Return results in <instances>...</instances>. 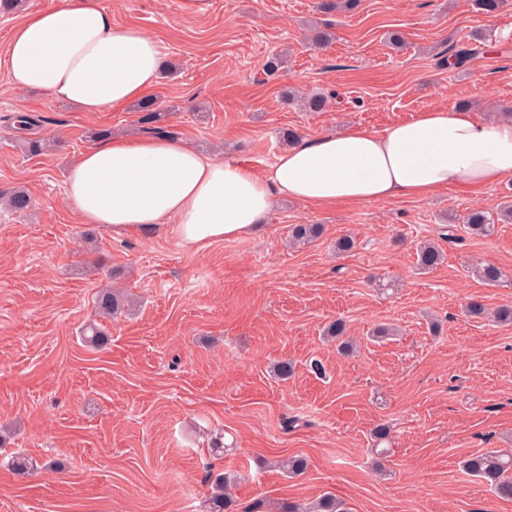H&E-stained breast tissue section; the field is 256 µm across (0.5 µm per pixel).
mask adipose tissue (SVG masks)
<instances>
[{
  "mask_svg": "<svg viewBox=\"0 0 512 512\" xmlns=\"http://www.w3.org/2000/svg\"><path fill=\"white\" fill-rule=\"evenodd\" d=\"M5 65L16 89L83 112L121 111L151 93L163 55L152 36L114 23L99 0H63L14 28ZM510 177L512 121L452 106L381 131L351 127L298 139L261 171L180 139L111 137L80 154L65 194L83 223L115 234L165 231L196 254L248 236L282 198L311 208L425 200Z\"/></svg>",
  "mask_w": 512,
  "mask_h": 512,
  "instance_id": "adipose-tissue-1",
  "label": "adipose tissue"
}]
</instances>
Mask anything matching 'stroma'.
<instances>
[{"mask_svg": "<svg viewBox=\"0 0 512 512\" xmlns=\"http://www.w3.org/2000/svg\"><path fill=\"white\" fill-rule=\"evenodd\" d=\"M101 2L113 22L160 44L168 69L153 94L178 138L259 171L287 129L380 130L465 102L486 119L512 108V0L493 14L472 0H360L329 15L317 0H210L195 15L181 0ZM19 19L0 14V190L24 188L32 207L0 209V512H205L212 471L240 474L243 507H304L329 494L346 512H512V500L461 466L512 452V325L466 314L473 299L490 309L512 302V224L489 237L459 228L426 273L416 254L448 215L496 206L512 182L319 211L282 201L255 235L193 255L166 233L115 236L81 222L65 180L96 131L139 135L138 114L82 112L12 89L3 59ZM315 23L333 35L319 49ZM474 33L477 58L440 66L443 51ZM277 52L286 66L267 74ZM289 88L339 97L309 112L284 101ZM21 114L35 125L19 128ZM46 136L57 150L17 147ZM296 224L321 234L289 246ZM345 235L356 246L337 252ZM483 262L504 281L473 276ZM108 287L131 311L99 315ZM338 318L358 352L324 340ZM92 322L108 337L99 349L82 340ZM382 324L397 335L367 341ZM284 361L294 372L281 380L272 368ZM381 425L391 452L380 461ZM217 440L224 453L213 452ZM16 452L39 472L13 474ZM290 456L306 459L304 474L276 467Z\"/></svg>", "mask_w": 512, "mask_h": 512, "instance_id": "35a3bbf8", "label": "stroma"}]
</instances>
